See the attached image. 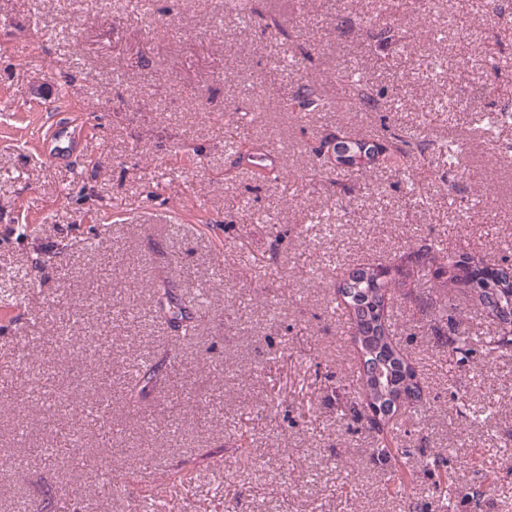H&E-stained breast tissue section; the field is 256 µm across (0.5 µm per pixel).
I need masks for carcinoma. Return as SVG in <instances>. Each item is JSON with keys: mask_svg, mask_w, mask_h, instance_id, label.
<instances>
[{"mask_svg": "<svg viewBox=\"0 0 512 512\" xmlns=\"http://www.w3.org/2000/svg\"><path fill=\"white\" fill-rule=\"evenodd\" d=\"M333 107L310 84H302L295 96L284 101L289 112H325ZM389 158L398 169L406 171L409 163L423 166L425 152L436 145L448 152V165L456 161L454 141L436 143L419 139L405 130L389 133ZM329 149L336 163L350 170H363L376 160L379 143L371 137L353 135L336 136L321 141L318 151ZM417 266L435 269V290L426 296L424 304H441L448 310V299L443 293L452 291L469 297L487 316L498 322L496 336H471L462 331L453 320L435 328L442 346L447 348L448 361H461L480 351L487 357L512 351V272L496 260L472 254L462 248L453 250L425 243L413 253ZM388 266L366 265L353 269L341 278L337 294L349 313L348 332L360 360V370L352 397L345 401V411L356 420H364L373 433L371 454L378 460L394 457L393 448L384 434L383 424L401 407L418 408L425 405L422 388L415 367L395 344L391 324L387 317L390 300V274ZM158 371L150 367L127 393L130 403L146 399L157 387ZM427 471L434 477L433 489L441 512H451L456 497V482L445 461L433 458ZM471 496L488 497L495 491V480L482 476L470 487Z\"/></svg>", "mask_w": 512, "mask_h": 512, "instance_id": "obj_1", "label": "carcinoma"}]
</instances>
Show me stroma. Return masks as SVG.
<instances>
[{
	"mask_svg": "<svg viewBox=\"0 0 512 512\" xmlns=\"http://www.w3.org/2000/svg\"><path fill=\"white\" fill-rule=\"evenodd\" d=\"M390 3L256 0L250 20L224 0H0V512L42 499L51 512H140L147 466L193 474L168 489L164 512H437L430 455L456 473L455 512H507L512 352L452 363L430 331L449 314L493 335L464 296L447 313L427 308L425 288L392 277L396 339L427 398L387 429L414 483L391 487L392 463L372 458L371 433L332 392L357 369L338 271L391 266L426 242L512 260V160L480 135L512 99V0ZM374 16L393 41L366 29ZM491 60L502 79L487 76ZM346 70L378 109L341 100ZM304 82L334 109L283 111ZM68 120L81 151L56 162L42 141ZM228 124L246 150H276L274 188L239 163ZM387 125L455 141L456 166L436 153L420 177L374 166L333 186L321 139ZM162 285L183 309L207 292L194 335L151 316ZM69 331L108 339L111 377L92 353L49 347ZM146 362L166 364V382L129 405V375ZM42 364L49 378L34 381ZM461 400L484 421L458 418ZM243 435L254 459L238 450ZM78 455L131 483L104 491ZM487 469L497 488L474 502Z\"/></svg>",
	"mask_w": 512,
	"mask_h": 512,
	"instance_id": "obj_1",
	"label": "stroma"
}]
</instances>
